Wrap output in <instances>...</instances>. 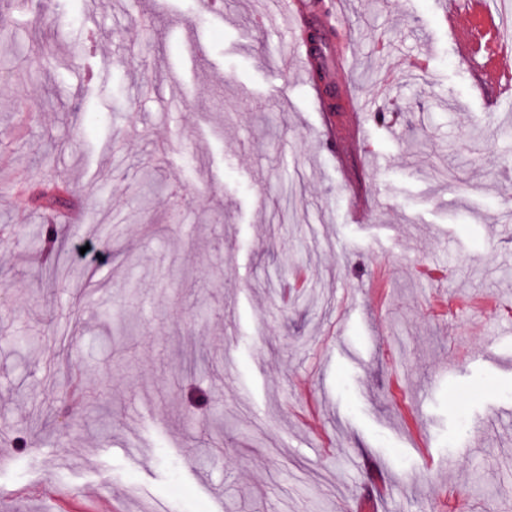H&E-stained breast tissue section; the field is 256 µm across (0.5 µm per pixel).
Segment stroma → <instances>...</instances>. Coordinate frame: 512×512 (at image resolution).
Listing matches in <instances>:
<instances>
[{
  "mask_svg": "<svg viewBox=\"0 0 512 512\" xmlns=\"http://www.w3.org/2000/svg\"><path fill=\"white\" fill-rule=\"evenodd\" d=\"M445 2L320 29L398 115L359 219L265 0H0V512H512V101Z\"/></svg>",
  "mask_w": 512,
  "mask_h": 512,
  "instance_id": "stroma-1",
  "label": "stroma"
}]
</instances>
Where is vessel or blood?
Masks as SVG:
<instances>
[{"label": "vessel or blood", "instance_id": "1", "mask_svg": "<svg viewBox=\"0 0 512 512\" xmlns=\"http://www.w3.org/2000/svg\"><path fill=\"white\" fill-rule=\"evenodd\" d=\"M278 9L286 11L294 27H301L305 17L319 11L317 0H272ZM455 0H450L445 9V21L448 36L455 44L459 55L486 53L491 60H498L503 49L500 43L499 26L491 8L490 0H466L463 7L473 18L470 26H461ZM345 116L341 122H332L329 115V103L324 91H317L315 107L322 124L328 133L331 145L350 148L363 142L365 130L361 121L364 106L353 95H346ZM345 187L352 199L351 208L354 215L360 216L379 204L378 199L364 196L361 185L353 179H346Z\"/></svg>", "mask_w": 512, "mask_h": 512}]
</instances>
